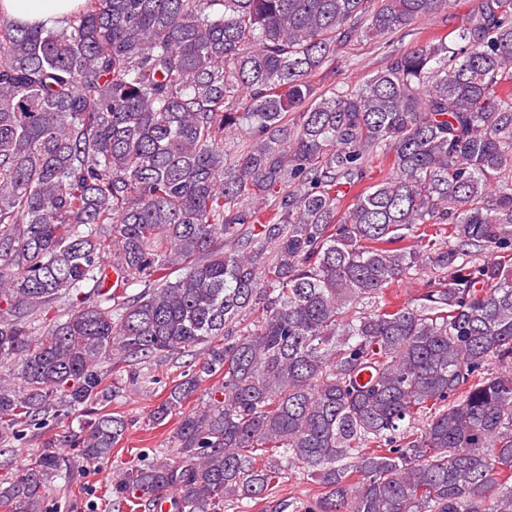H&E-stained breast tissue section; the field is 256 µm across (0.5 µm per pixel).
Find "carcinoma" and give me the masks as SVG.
I'll use <instances>...</instances> for the list:
<instances>
[{
	"instance_id": "obj_1",
	"label": "carcinoma",
	"mask_w": 512,
	"mask_h": 512,
	"mask_svg": "<svg viewBox=\"0 0 512 512\" xmlns=\"http://www.w3.org/2000/svg\"><path fill=\"white\" fill-rule=\"evenodd\" d=\"M448 3L0 15V366L19 365L0 373V443L116 397L107 360L203 345L153 411L179 416L180 457L114 471L131 512L168 491L175 512H512V0H475L453 38L359 84L315 82L352 40ZM90 415L71 442L99 465L127 423ZM53 447L0 479V512H44L69 479ZM295 467L315 501L272 498Z\"/></svg>"
}]
</instances>
